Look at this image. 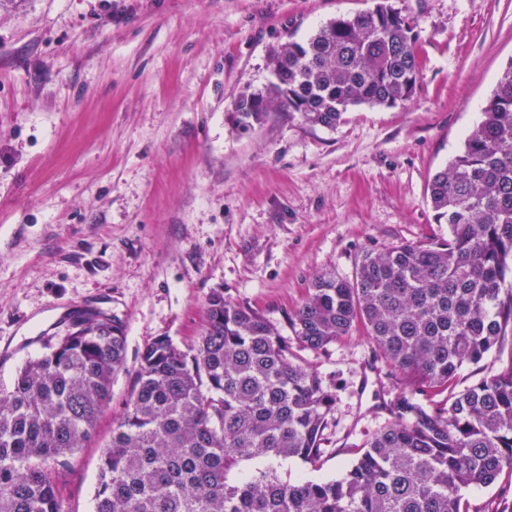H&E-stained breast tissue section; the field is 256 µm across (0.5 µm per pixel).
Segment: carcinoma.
<instances>
[{
    "label": "carcinoma",
    "mask_w": 512,
    "mask_h": 512,
    "mask_svg": "<svg viewBox=\"0 0 512 512\" xmlns=\"http://www.w3.org/2000/svg\"><path fill=\"white\" fill-rule=\"evenodd\" d=\"M420 36L389 0L337 16L272 56L267 93L243 91L247 132L279 108L334 129L351 108L412 98ZM448 237L366 251L351 279L315 277L288 326L318 350L362 327L372 364L403 386L378 408L391 423L340 479L291 482L274 461L315 463L336 393L298 361L278 327L211 291L206 324L183 349L159 336L104 447L96 512H469L463 491L512 471V362L456 390L512 328V64L463 149L429 184ZM122 321L78 313L0 388V512H69L58 486L92 436L125 367ZM258 462L237 481L229 475Z\"/></svg>",
    "instance_id": "carcinoma-1"
}]
</instances>
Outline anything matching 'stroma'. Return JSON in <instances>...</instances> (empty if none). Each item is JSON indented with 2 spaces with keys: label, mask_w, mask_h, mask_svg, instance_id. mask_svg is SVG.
Wrapping results in <instances>:
<instances>
[{
  "label": "stroma",
  "mask_w": 512,
  "mask_h": 512,
  "mask_svg": "<svg viewBox=\"0 0 512 512\" xmlns=\"http://www.w3.org/2000/svg\"><path fill=\"white\" fill-rule=\"evenodd\" d=\"M377 0H0V386L97 309L125 325L124 370L59 487L95 512L100 456L138 353L160 336L189 346L212 289L275 323L298 358L336 381L319 468L279 461L290 481L341 477L352 446L383 428L400 381L376 375L362 331L302 350L288 326L318 274L353 277L365 251L447 235L431 177L462 148L512 63V0H392L421 35L423 69L402 104L358 106L335 129L273 111L246 133L244 90L264 92L270 57ZM512 362L463 366L458 388ZM471 512H512V472L464 492Z\"/></svg>",
  "instance_id": "35a3bbf8"
}]
</instances>
